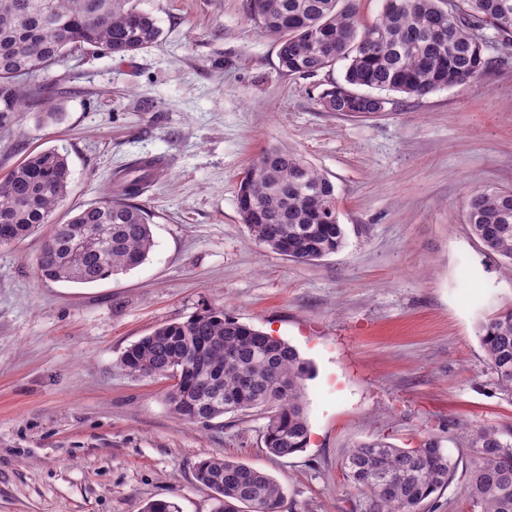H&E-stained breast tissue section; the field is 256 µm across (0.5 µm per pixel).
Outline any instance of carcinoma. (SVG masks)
I'll use <instances>...</instances> for the list:
<instances>
[{
    "instance_id": "carcinoma-1",
    "label": "carcinoma",
    "mask_w": 512,
    "mask_h": 512,
    "mask_svg": "<svg viewBox=\"0 0 512 512\" xmlns=\"http://www.w3.org/2000/svg\"><path fill=\"white\" fill-rule=\"evenodd\" d=\"M462 2L451 11L443 0H382L380 16L363 29L355 0H250V14L261 32L281 36L279 62L290 75L315 76L347 62L344 82L319 95L326 111L371 114L386 111L387 92L421 99L477 81L489 65L480 33L486 26L512 45V0ZM161 35L157 19L136 0H0V111L15 112L24 99L44 103L47 87L24 93L19 82L75 52L100 49L124 59L157 45ZM152 169V162H138L104 200L53 224L52 214L70 194L68 155L56 148L33 152L0 178V245L48 225L50 245L36 262L41 277L88 285L127 273L155 246L146 213L133 203ZM237 208L256 242L290 260H318L344 245L334 184L287 147L259 153L240 182ZM465 209L486 256L512 271V188H472ZM478 337L499 391L512 402V309L481 322ZM119 363L131 373L172 380L166 404L184 422L207 427L227 413L261 409L271 454L286 457L307 445L306 362L289 343L221 310L157 327ZM471 448V512H512V428L482 429ZM459 464L436 437L415 448L372 440L348 449L343 459L347 478L371 501L372 512H416L448 486ZM194 478L213 491V512H243V506L271 512L283 498L269 474L231 459L199 461Z\"/></svg>"
}]
</instances>
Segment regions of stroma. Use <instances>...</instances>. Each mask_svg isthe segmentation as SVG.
I'll return each mask as SVG.
<instances>
[{
    "instance_id": "stroma-1",
    "label": "stroma",
    "mask_w": 512,
    "mask_h": 512,
    "mask_svg": "<svg viewBox=\"0 0 512 512\" xmlns=\"http://www.w3.org/2000/svg\"><path fill=\"white\" fill-rule=\"evenodd\" d=\"M249 3L139 0L162 29L156 47L124 61L79 53L28 76V89L52 81L60 124L31 106L0 115V176L30 152L67 153L71 194L56 223L102 201L135 161L166 160L138 198L155 247L129 273L47 281L36 270L44 233L0 246V512H142L153 500L211 512L193 469L216 455L280 483L279 512H370L343 468L348 448L434 436L467 463L472 434L512 426L476 335L512 307V271L485 257L463 205L471 187L512 186V46L485 30L490 65L477 82L394 92L381 115L340 116L318 96L344 63L285 74ZM271 144L334 184L338 252L294 262L242 224L239 183ZM209 309L308 363L303 451L270 455L258 412L180 422L168 379L120 367L142 336Z\"/></svg>"
}]
</instances>
